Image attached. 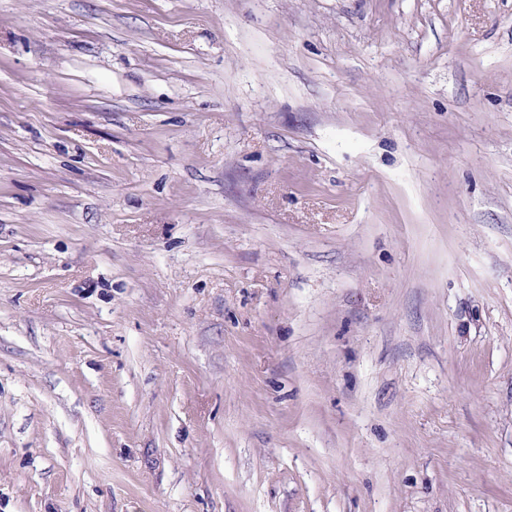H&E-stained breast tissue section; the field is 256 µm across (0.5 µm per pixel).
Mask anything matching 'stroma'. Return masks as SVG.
<instances>
[{
  "mask_svg": "<svg viewBox=\"0 0 512 512\" xmlns=\"http://www.w3.org/2000/svg\"><path fill=\"white\" fill-rule=\"evenodd\" d=\"M0 512H512V0H0Z\"/></svg>",
  "mask_w": 512,
  "mask_h": 512,
  "instance_id": "obj_1",
  "label": "stroma"
}]
</instances>
